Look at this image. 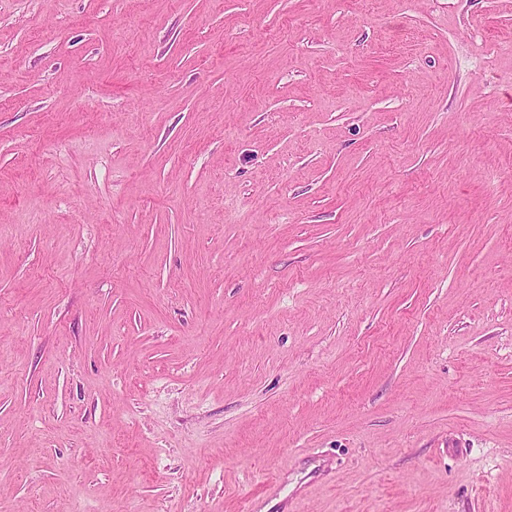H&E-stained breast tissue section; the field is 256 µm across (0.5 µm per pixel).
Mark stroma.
<instances>
[{
	"mask_svg": "<svg viewBox=\"0 0 512 512\" xmlns=\"http://www.w3.org/2000/svg\"><path fill=\"white\" fill-rule=\"evenodd\" d=\"M0 512H512V0H0Z\"/></svg>",
	"mask_w": 512,
	"mask_h": 512,
	"instance_id": "1",
	"label": "stroma"
}]
</instances>
